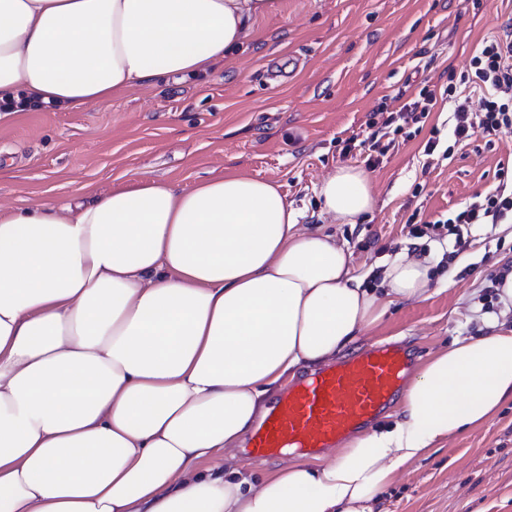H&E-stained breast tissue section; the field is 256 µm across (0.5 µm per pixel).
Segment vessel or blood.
<instances>
[{
  "instance_id": "vessel-or-blood-1",
  "label": "vessel or blood",
  "mask_w": 512,
  "mask_h": 512,
  "mask_svg": "<svg viewBox=\"0 0 512 512\" xmlns=\"http://www.w3.org/2000/svg\"><path fill=\"white\" fill-rule=\"evenodd\" d=\"M409 359L394 345L365 347L294 384L249 441L257 458L295 448L313 455L378 418L402 390Z\"/></svg>"
}]
</instances>
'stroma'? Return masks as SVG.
<instances>
[{"label": "stroma", "mask_w": 512, "mask_h": 512, "mask_svg": "<svg viewBox=\"0 0 512 512\" xmlns=\"http://www.w3.org/2000/svg\"><path fill=\"white\" fill-rule=\"evenodd\" d=\"M512 0H273L241 48L201 77L169 75L78 110L30 107L0 118V206L98 198L143 172L187 189L237 172L280 186L305 229L335 234L364 287L380 264L416 252L432 265L427 299L401 302L356 338L394 344L419 368L454 341L484 334L500 311L493 278L512 265V223L472 227L463 249L411 237L410 217L447 219L499 184L512 132L455 144L448 87ZM433 93L378 165L362 144L375 112ZM437 140L426 154L428 140ZM364 170L374 204L357 223L321 213L316 189L337 168ZM466 254L453 272L445 256ZM376 512H512V402L489 421L411 461Z\"/></svg>", "instance_id": "stroma-1"}]
</instances>
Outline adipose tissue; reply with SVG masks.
<instances>
[{"label":"adipose tissue","mask_w":512,"mask_h":512,"mask_svg":"<svg viewBox=\"0 0 512 512\" xmlns=\"http://www.w3.org/2000/svg\"><path fill=\"white\" fill-rule=\"evenodd\" d=\"M271 0H0V103L79 109L207 71ZM357 223L366 174L320 185ZM345 244L303 230L278 185L192 188L142 172L89 203L0 208V512H374L436 443L512 401V272L490 333L434 354L388 430L262 480L239 452L288 374L332 362L431 267L405 253L379 288Z\"/></svg>","instance_id":"adipose-tissue-1"}]
</instances>
